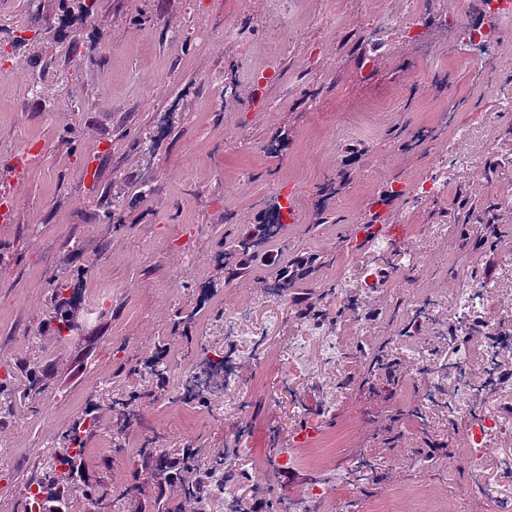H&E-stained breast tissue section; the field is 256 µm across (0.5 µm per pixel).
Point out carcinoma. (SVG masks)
<instances>
[{
	"mask_svg": "<svg viewBox=\"0 0 512 512\" xmlns=\"http://www.w3.org/2000/svg\"><path fill=\"white\" fill-rule=\"evenodd\" d=\"M483 231L472 239L473 251H482L487 247L489 238L497 234L492 207L483 211ZM272 225L257 224L253 229L224 241V280L231 282L253 272V263L262 260L259 247L273 237ZM267 277L262 282H272L278 296L291 301V314L296 318L312 315L309 293L298 295L300 288L311 289L313 284L309 276L315 272L310 264L275 265L266 261ZM66 285L59 284L55 297L57 304L48 313L47 323L56 324L55 331L62 337L72 330L77 320L75 297H65ZM18 371L26 374L29 391H38L43 382V370L33 362H26ZM112 408L123 417V427L127 428L139 418V412L131 407L127 400L116 397ZM99 420L96 415L87 412L80 416L66 431L62 447L54 449L39 473L26 482L25 496L22 501L23 512H69L71 495L81 496L85 512H100L101 505L110 503V493L99 490L87 480L84 470V456L88 440L96 433ZM226 457L218 455L205 460L193 448L182 451L178 458L171 457L159 448L140 450L134 481L124 486L118 496L135 506V512H142V499L146 497L144 487L157 490V495L149 501L150 512H182L165 497L167 487L177 485L185 502L202 504L213 497L212 473H222L223 480L237 481L241 475L224 471Z\"/></svg>",
	"mask_w": 512,
	"mask_h": 512,
	"instance_id": "carcinoma-1",
	"label": "carcinoma"
}]
</instances>
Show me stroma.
I'll return each instance as SVG.
<instances>
[{
  "mask_svg": "<svg viewBox=\"0 0 512 512\" xmlns=\"http://www.w3.org/2000/svg\"><path fill=\"white\" fill-rule=\"evenodd\" d=\"M403 0H96L91 20L60 0H0V44L29 43L0 67V170L16 200L0 223V366L46 367L39 394L17 374L0 398V512H21L27 479L86 411L100 426L85 454L91 484L131 482L146 440L180 456L194 446L231 449L246 480L207 512H292L317 481L332 492L312 512H505L512 505V441L473 447L475 416L512 419V355L491 389L471 393L449 417L448 382L407 347L425 344L436 366L455 362L444 333L453 298L474 275L500 281L484 295L497 334L512 335V64L477 62L461 30L430 27L424 43L373 48L365 28ZM143 13L141 28L130 20ZM79 54L68 51L71 40ZM375 59L372 69L361 59ZM50 66L30 89L37 59ZM277 78L256 91L266 68ZM73 129L74 139L63 135ZM37 142L21 170L23 146ZM153 192L139 198L136 188ZM334 191H327V184ZM439 187L436 195L415 191ZM401 197H392L395 189ZM121 221L103 216L112 196ZM496 205L508 230L475 254L460 234V201ZM294 212L265 253L278 262L321 255L313 280L338 284L315 301L340 327L347 350L326 354L324 338L267 296L256 278L225 282L224 234L262 223L280 204ZM379 213L403 227L378 250L359 227ZM440 235L429 233L430 225ZM199 263L186 266L175 239ZM63 275L78 306L79 333L59 340L44 318ZM378 291H369L368 281ZM443 305L440 318L398 314L405 294ZM197 310L173 334L177 308ZM242 317L227 318L231 309ZM465 347L482 382L478 316ZM165 349L169 379L144 378ZM223 350L235 388L186 389L200 349ZM387 350L397 386L372 372ZM133 397L140 424L121 428L110 404ZM293 466H285L286 455ZM483 475L475 482L468 468ZM495 485L498 499L484 496Z\"/></svg>",
  "mask_w": 512,
  "mask_h": 512,
  "instance_id": "obj_1",
  "label": "stroma"
}]
</instances>
